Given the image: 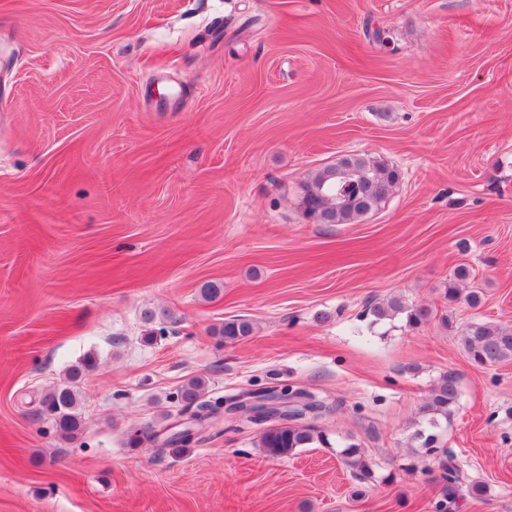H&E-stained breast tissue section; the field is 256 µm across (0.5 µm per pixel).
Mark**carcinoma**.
Instances as JSON below:
<instances>
[{
	"mask_svg": "<svg viewBox=\"0 0 512 512\" xmlns=\"http://www.w3.org/2000/svg\"><path fill=\"white\" fill-rule=\"evenodd\" d=\"M399 172L365 153L345 154L336 162L312 170L300 184L299 206L304 218L317 212L328 224H351L368 213L377 210L399 182ZM470 277L465 266L454 271L448 280L444 297L448 305L465 301L476 308L482 302L478 290L462 293L460 285ZM375 320L390 319L398 314L406 315L411 327H418L432 316V309L426 306L407 305L401 298L393 297L369 307ZM255 325L245 316L230 319L213 327V335L224 342L245 341L253 335ZM461 346L469 360L479 367H491L512 360V327L494 320H477L469 323L461 333ZM93 367L86 360L66 371V381L45 395L42 413L53 420L57 432L65 440L75 439L82 430V420L77 412L78 398L75 384ZM206 381L192 377L177 389L173 399L185 408L204 409L202 402ZM308 403L305 408L314 411L312 420L304 418L303 411L289 412L281 419L268 424L261 433V447L268 456L279 458L297 448L312 445L330 446L327 433L317 420L323 417L325 405L305 394ZM458 402V387L455 376L445 373L432 385L421 413L424 424L415 430V454L435 462L440 476L446 483L448 502H453L455 485L460 479V470L454 453L440 446L439 429L442 423L450 421ZM342 461L361 481L373 478L372 467L361 452L359 445L349 444L340 451Z\"/></svg>",
	"mask_w": 512,
	"mask_h": 512,
	"instance_id": "carcinoma-1",
	"label": "carcinoma"
}]
</instances>
